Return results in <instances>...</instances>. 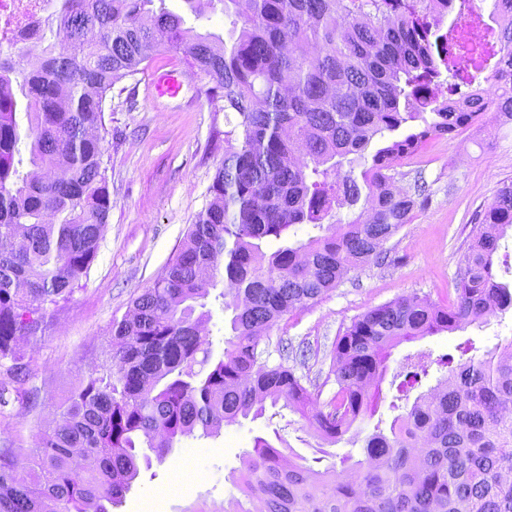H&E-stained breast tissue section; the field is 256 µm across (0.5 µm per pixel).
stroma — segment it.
<instances>
[{
  "label": "stroma",
  "instance_id": "stroma-1",
  "mask_svg": "<svg viewBox=\"0 0 512 512\" xmlns=\"http://www.w3.org/2000/svg\"><path fill=\"white\" fill-rule=\"evenodd\" d=\"M184 69L181 55H156L149 66L112 90L105 114V156L111 176L112 210L89 277L63 303L37 342L25 351L39 389L37 403L11 402L0 421V444L29 445L36 420L53 419L58 407L103 358L107 331L131 299L148 288L181 248L189 225L210 199L209 187L224 159V132L234 113L208 94L199 76L186 75L177 97L155 95V68ZM421 160L403 158L392 182L415 201L408 224L385 244L382 263L350 271L314 306L289 312L268 341L309 343L314 350L297 374L320 401L335 390L328 381L336 337L360 314L401 296L449 305L457 298V262L469 242L477 212L500 182L512 179V122L487 112L452 135L426 140ZM512 337V309L453 333L405 342L391 351L390 373L406 356L430 350L454 352L471 344L486 351ZM281 435L293 452L321 457L323 465L363 456L361 441L324 445L299 415L267 407L263 417L225 426L212 438L177 440L163 461L142 469L114 512H221L234 495L231 475L257 436Z\"/></svg>",
  "mask_w": 512,
  "mask_h": 512
}]
</instances>
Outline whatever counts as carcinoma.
<instances>
[{"mask_svg": "<svg viewBox=\"0 0 512 512\" xmlns=\"http://www.w3.org/2000/svg\"><path fill=\"white\" fill-rule=\"evenodd\" d=\"M152 2L60 0L36 49L0 53L1 407L11 392L30 399L20 341L45 331L97 258L112 210L102 130L116 82L156 52L179 53L237 117L224 132L211 200L152 286L112 321L105 359L52 422L36 423L33 445L0 448V512H112L140 461L281 401L336 443L372 418V387L394 347L483 321L491 301L498 312L512 308V289L494 273L512 228L511 180L473 225L457 302L402 296L354 319L331 351L336 392L327 403L285 362L270 363L263 346L284 315L379 259L409 222L415 200L389 190L399 160L488 110L512 117V0H494L502 25L489 55L462 30L450 44L432 27V12L455 0H211L223 5L226 39ZM54 27L66 37L47 39ZM492 58L489 94L474 82ZM418 120L420 130L378 149L360 174L345 169L374 136ZM362 199L352 220L338 217V201L352 208ZM299 224L318 233L290 245ZM218 287L232 316L216 355L202 328ZM435 364L450 383L417 396L390 434L377 421L349 472L288 460L254 438L224 512H253L256 502L261 512H512V339L479 358L445 353ZM402 376L397 399L407 401L428 366L410 363Z\"/></svg>", "mask_w": 512, "mask_h": 512, "instance_id": "carcinoma-1", "label": "carcinoma"}]
</instances>
